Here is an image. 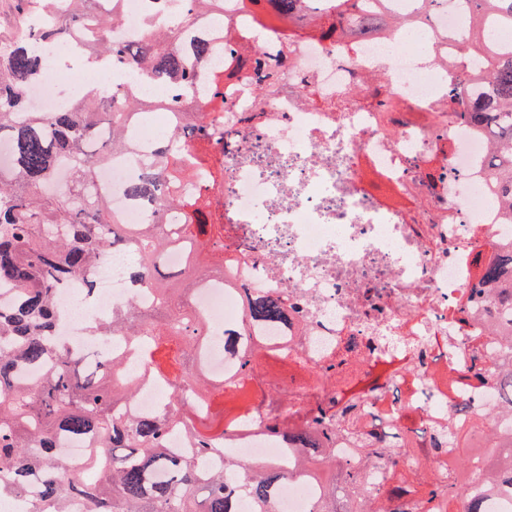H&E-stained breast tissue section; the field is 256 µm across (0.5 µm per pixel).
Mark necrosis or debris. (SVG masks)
Masks as SVG:
<instances>
[{"mask_svg": "<svg viewBox=\"0 0 512 512\" xmlns=\"http://www.w3.org/2000/svg\"><path fill=\"white\" fill-rule=\"evenodd\" d=\"M401 34L368 39L288 38L260 28L237 0H225L224 26L197 16L194 28L222 41L227 31L262 45L255 68L273 66L276 90L257 105L258 86L225 53L224 109L230 135L209 147L224 176L210 189L224 223V255L231 289H196L193 304L209 333L206 365L215 377L233 368L224 330L241 322L247 296L271 291L294 312L287 329L268 328L265 340L289 339L288 363L311 371L335 365L323 395L336 408L360 402L372 416L397 426H447L455 403L481 412L497 400L490 368L499 350L482 305L481 265L494 261L497 241L512 239L502 223L486 167L489 142L463 118L439 117L450 86L462 83V12L445 0L431 19H415V0H383ZM100 13H117L118 42H134L149 27L177 29L181 0H99ZM153 103L134 125L124 161L97 174L111 192L123 223L141 224L144 212L125 183L146 151L174 128L173 85L142 84ZM73 84L31 85L36 112L71 110ZM126 256L105 255L92 272L97 285L86 300L82 278L58 294L62 320L55 333L75 357L87 348L102 355L118 345L87 339L90 320L111 316L127 300L155 304L151 291L133 287ZM286 443L246 419L209 455L208 469L225 454L244 465L285 466ZM416 448L412 481L448 485V461Z\"/></svg>", "mask_w": 512, "mask_h": 512, "instance_id": "1", "label": "necrosis or debris"}]
</instances>
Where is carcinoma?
Here are the masks:
<instances>
[{"mask_svg": "<svg viewBox=\"0 0 512 512\" xmlns=\"http://www.w3.org/2000/svg\"><path fill=\"white\" fill-rule=\"evenodd\" d=\"M274 21L311 36L329 30L341 36L366 33L381 16L378 0H240L259 13L263 2ZM71 11L47 26H33L0 53V139L9 141L13 176L0 178V291L16 283L20 291L0 306V497L23 493L41 477V494L49 512H67L68 500L84 498L90 512H233L224 472L200 479L202 456L214 438L229 439L239 414L262 415L270 429L288 441L297 454L296 470L270 466L224 465L241 473L254 512H278L285 480L309 476V468L330 474L313 512H404L402 487L370 486L368 470L385 461L395 463L410 447L408 434L385 428L379 442L357 427L359 408L351 404L338 413L319 399H306L288 409V389L280 386L286 346L264 341L260 327L288 323V307L270 292L246 298L244 322L224 330V346L237 355L235 373L218 382L200 365L205 341L201 316L187 309L199 281L226 269L214 239L224 226L214 223L207 194L179 196L174 185L210 164L205 143L214 119L224 111V78L207 76L217 49L202 34L150 32L125 45L112 42L111 26L97 24L94 57L119 59L134 72L162 84L194 89L198 75L207 77L210 111L189 105L179 114L178 131L155 147L129 179L126 194L152 215L182 211L184 223L169 233L156 220L124 224L96 185L101 165L123 157L137 112L149 104L132 88H114L106 100L95 87L85 88L67 112L45 116L31 112L26 89L48 76L43 58L47 43H63L86 25L94 0H72ZM470 34L464 57L471 60L481 85L471 92L465 119L489 132L490 176L502 220L512 225V46L488 39L494 27L512 30V0H464ZM69 165L65 192L44 191L63 164ZM496 260L482 269L492 288L487 300L501 347L492 373L499 400L483 414L458 405L456 419L442 436L430 439L436 451L452 442L469 449L470 458L448 463L454 481L444 489L436 483L411 488L426 500L455 499L460 512H487L498 501L512 512V242L499 245ZM179 250L185 258L182 280L159 272L164 257ZM126 251L130 281L146 284L157 303L141 310L133 303L112 311V318L89 326L92 336H110L143 351L150 373L172 388L165 405L153 416L134 417L125 407L139 386L125 373L124 358L115 354L99 366L78 364L56 339L58 290L71 277H85L107 252ZM50 364L46 377L29 386L15 377L20 366ZM180 420L195 452L177 454L165 446L166 428ZM88 440L95 456L92 479L79 482L67 473L57 453L64 438ZM346 441L357 458L344 461L336 445Z\"/></svg>", "mask_w": 512, "mask_h": 512, "instance_id": "obj_1", "label": "carcinoma"}]
</instances>
